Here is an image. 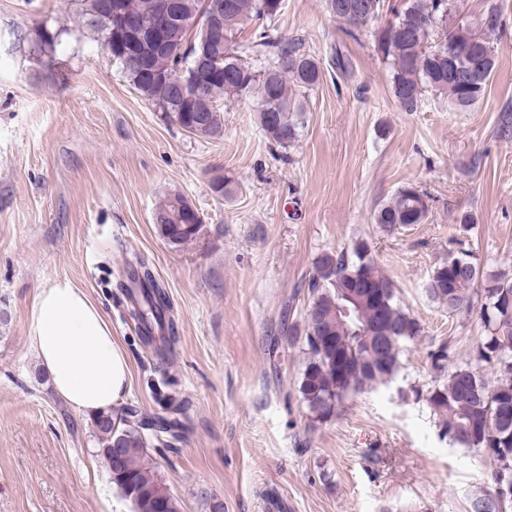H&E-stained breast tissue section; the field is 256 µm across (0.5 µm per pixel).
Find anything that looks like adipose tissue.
Here are the masks:
<instances>
[{
  "label": "adipose tissue",
  "instance_id": "obj_1",
  "mask_svg": "<svg viewBox=\"0 0 512 512\" xmlns=\"http://www.w3.org/2000/svg\"><path fill=\"white\" fill-rule=\"evenodd\" d=\"M31 336L55 391L76 410L93 415L124 399L128 356L113 340L106 313L82 289L67 281L39 289Z\"/></svg>",
  "mask_w": 512,
  "mask_h": 512
}]
</instances>
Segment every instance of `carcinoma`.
<instances>
[{"label":"carcinoma","instance_id":"cac0c4a2","mask_svg":"<svg viewBox=\"0 0 512 512\" xmlns=\"http://www.w3.org/2000/svg\"><path fill=\"white\" fill-rule=\"evenodd\" d=\"M465 0H399L392 7L395 20L374 32V43L390 66L392 94L405 112H414L427 91L448 96L464 110L484 97L496 68L491 36L501 26L499 11L491 7L481 27L450 25L462 12ZM180 13H218L224 18V44L202 43L198 31L172 26L171 50L144 51L140 66L122 64L137 91L180 128L192 129L204 117L199 135H224V101L257 93L267 101L259 123L270 140L281 147L292 145L298 135L303 108L295 93L314 89L323 69L313 56L271 37L266 28L251 29L260 20L275 17L282 0H176ZM326 11L358 29L383 15L385 0H324ZM250 37L242 48L255 54L268 52L275 62L263 71L241 58L236 50L246 30ZM446 38V47L434 44ZM210 55V65L195 73L199 93L181 99L173 90L187 80L188 65ZM191 201L175 193L161 202L154 214L160 235L178 246L196 238L201 225L194 222ZM429 206L426 195L407 185L395 191L374 213V223L386 232L422 224ZM367 243L359 241L351 252L326 251L312 276L310 300L300 324L288 326V340L301 345L306 356L299 393L313 418L327 421L343 401L358 392L386 386L401 370V354L421 333L419 322L399 303L394 281L379 272L369 257ZM128 317L142 343L169 361L178 340L172 307L163 288L152 277L147 263L136 260L127 282L119 284ZM426 291L448 312L470 310L480 298L484 336L474 361L455 367L427 393L426 402L436 417L439 436L470 450H483L495 462L492 487L512 483V277L505 273L489 278L474 262L452 258L432 272ZM492 373L489 380L486 373ZM164 408L175 417L143 416L135 408L118 414L101 411L93 425L112 481L130 501L133 512H179L177 500L164 484L152 458L144 430L179 437L181 405L167 395ZM512 501L500 500L492 491L471 503V512H507Z\"/></svg>","mask_w":512,"mask_h":512}]
</instances>
